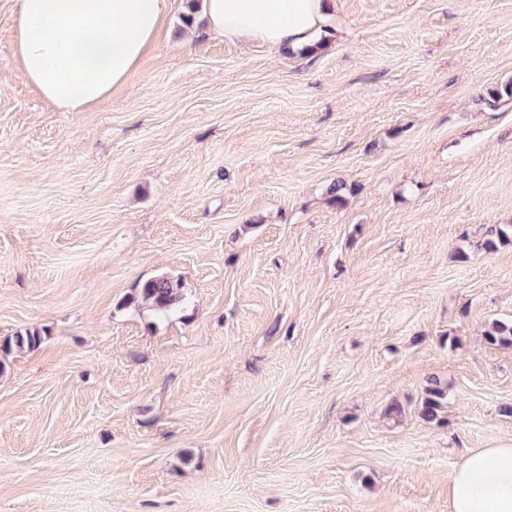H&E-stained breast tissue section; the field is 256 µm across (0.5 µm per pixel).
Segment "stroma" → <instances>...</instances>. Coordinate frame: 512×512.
<instances>
[{"mask_svg":"<svg viewBox=\"0 0 512 512\" xmlns=\"http://www.w3.org/2000/svg\"><path fill=\"white\" fill-rule=\"evenodd\" d=\"M186 8L62 112L0 0V343L49 331L0 370V512H448L512 439V245L472 247L512 226V0H336L307 55ZM136 301L160 316H167L183 306L181 282L170 274L147 279L138 288Z\"/></svg>","mask_w":512,"mask_h":512,"instance_id":"obj_1","label":"stroma"}]
</instances>
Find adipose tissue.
I'll use <instances>...</instances> for the list:
<instances>
[{
  "mask_svg": "<svg viewBox=\"0 0 512 512\" xmlns=\"http://www.w3.org/2000/svg\"><path fill=\"white\" fill-rule=\"evenodd\" d=\"M173 0H18L21 72L63 112H90L139 68ZM334 0H203V35L270 49L310 45ZM449 512H512V442L472 448L449 481Z\"/></svg>",
  "mask_w": 512,
  "mask_h": 512,
  "instance_id": "ef3b65f1",
  "label": "adipose tissue"
}]
</instances>
